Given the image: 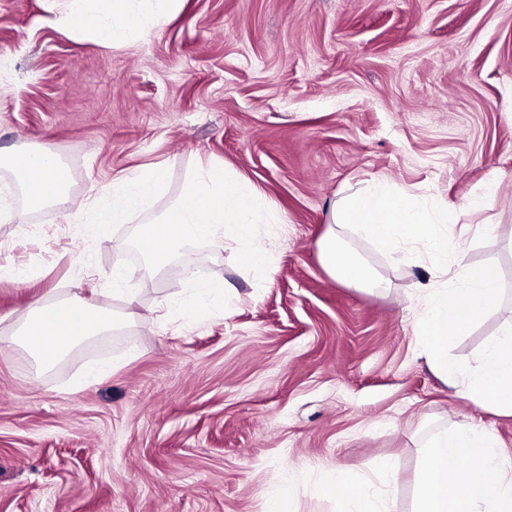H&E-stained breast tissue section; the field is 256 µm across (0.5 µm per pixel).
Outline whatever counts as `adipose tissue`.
<instances>
[{"label":"adipose tissue","instance_id":"obj_1","mask_svg":"<svg viewBox=\"0 0 512 512\" xmlns=\"http://www.w3.org/2000/svg\"><path fill=\"white\" fill-rule=\"evenodd\" d=\"M138 2L65 0L56 24L64 30L91 32L102 46L119 45L136 34L133 7ZM11 165L26 179L32 203L70 210L62 165L55 154L24 150L12 156ZM165 180V168L155 165L113 182L112 206L96 217L99 228L134 222ZM264 206V197L250 184L230 178L223 168L210 167L143 226L138 245L143 254L162 263L193 242L231 240L243 247L242 264L262 272L269 266L268 256L255 248L254 239ZM119 324L112 309L102 304L36 300L13 341L40 368L49 369L86 337L112 331ZM491 468L498 472L492 484L485 479ZM413 512H512V466L505 464L497 437L471 429L434 434L422 448Z\"/></svg>","mask_w":512,"mask_h":512}]
</instances>
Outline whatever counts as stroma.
Segmentation results:
<instances>
[{
  "label": "stroma",
  "mask_w": 512,
  "mask_h": 512,
  "mask_svg": "<svg viewBox=\"0 0 512 512\" xmlns=\"http://www.w3.org/2000/svg\"><path fill=\"white\" fill-rule=\"evenodd\" d=\"M59 8L0 0V337L36 299L127 322L48 370L0 347V512H268L291 486L288 512H337L386 461L381 497L412 512L436 432H494L512 459V417L457 397L416 344L422 269L354 240L391 282L364 292L316 250L333 202L384 180L448 208L467 262L500 271L452 356L476 365L512 327V0H181L112 48ZM36 148L80 211L28 200L10 158ZM152 165L167 178L138 222L91 233L113 179ZM208 166L264 196L272 271L194 243L193 276L235 291L186 322L180 254L154 268L137 239ZM338 468L335 494L308 493Z\"/></svg>",
  "instance_id": "35a3bbf8"
}]
</instances>
